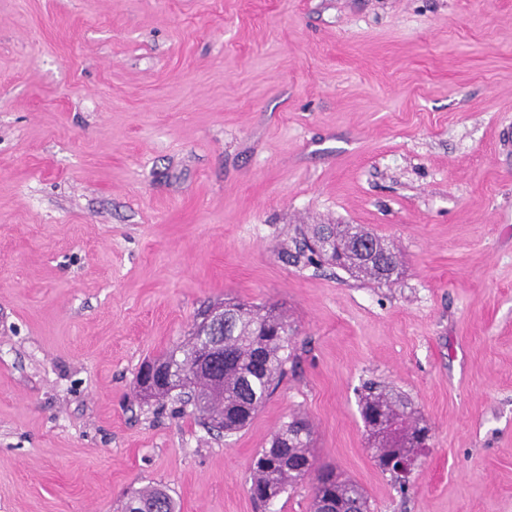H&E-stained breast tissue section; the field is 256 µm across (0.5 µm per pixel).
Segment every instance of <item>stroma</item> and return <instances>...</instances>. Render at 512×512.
Wrapping results in <instances>:
<instances>
[{"label":"stroma","instance_id":"obj_1","mask_svg":"<svg viewBox=\"0 0 512 512\" xmlns=\"http://www.w3.org/2000/svg\"><path fill=\"white\" fill-rule=\"evenodd\" d=\"M318 224L397 281L298 256ZM227 299L293 329L228 437L137 386ZM368 380L432 429L407 491ZM295 415L371 512H512V0H0V512H310L248 492ZM316 241L323 244L314 250L309 242ZM302 246V250L306 248L311 254L324 257L354 277L378 283L392 282L398 266L389 243L361 225L318 224L312 230L311 240L304 238ZM174 509L168 494L157 487L139 491L125 505V512H174Z\"/></svg>","mask_w":512,"mask_h":512}]
</instances>
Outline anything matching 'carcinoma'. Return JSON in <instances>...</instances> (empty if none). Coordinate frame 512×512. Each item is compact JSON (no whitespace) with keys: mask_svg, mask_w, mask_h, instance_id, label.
Instances as JSON below:
<instances>
[{"mask_svg":"<svg viewBox=\"0 0 512 512\" xmlns=\"http://www.w3.org/2000/svg\"><path fill=\"white\" fill-rule=\"evenodd\" d=\"M302 246L325 258L357 278L390 283L398 266L393 248L384 239L354 224H318L311 239ZM224 325L219 349L224 362L213 369L195 371L199 352L205 346L197 332L210 316ZM292 334L288 316L275 305L251 306L226 302L202 313L190 341L160 358L172 369L170 387L156 391L165 396L175 390L186 391L187 400L211 424L232 434L250 424L276 388V379L285 372V351ZM361 416L373 438L374 459L378 468L389 472V461L401 454L415 453L417 434L427 426L408 409L400 395L370 386L360 397ZM395 426L393 433L380 435L376 417ZM312 429L309 422L294 416L271 435L269 446L261 449L253 463L249 494L265 506L294 484L313 477L310 512H345L356 508L370 512L364 490L344 479L330 466L317 467L310 452ZM125 512H174V505L161 488L151 487L131 496Z\"/></svg>","mask_w":512,"mask_h":512,"instance_id":"carcinoma-1","label":"carcinoma"}]
</instances>
